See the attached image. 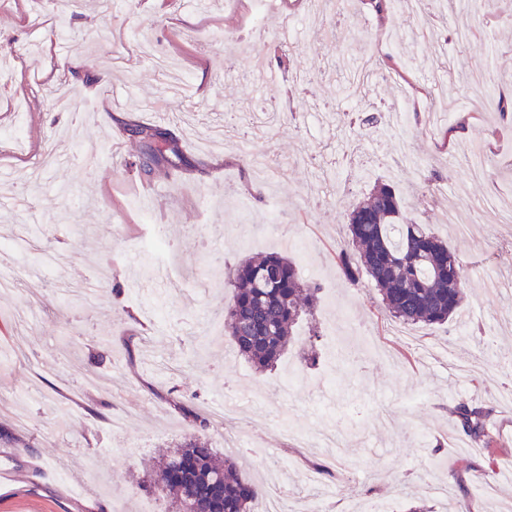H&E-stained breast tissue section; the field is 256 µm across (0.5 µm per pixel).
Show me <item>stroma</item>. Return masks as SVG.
I'll return each mask as SVG.
<instances>
[{"label":"stroma","mask_w":512,"mask_h":512,"mask_svg":"<svg viewBox=\"0 0 512 512\" xmlns=\"http://www.w3.org/2000/svg\"><path fill=\"white\" fill-rule=\"evenodd\" d=\"M45 3L0 0V52L17 56L0 79V243L17 244L35 268L0 295V467L11 473L0 512H167L137 483L159 449L195 436L219 449L242 437L251 452L241 475L258 483L274 471L291 503L326 487L335 512L372 499L405 512L413 495L429 512H512V404L500 400L512 389V296L485 284L512 277V131L496 100L476 95L489 60L497 90L512 92V0H447L417 16L397 5L382 19L368 0H324L320 39L301 32L285 68L281 17L303 19L307 0H276L261 35L252 0H110L75 13ZM209 31L246 45L230 53L207 42ZM369 52H400L414 67L346 101L336 74ZM76 58L87 64L79 82ZM444 65V89L420 94ZM403 93L415 111L392 112ZM161 98L171 114L162 123L144 108ZM431 110L467 121L452 147L428 128ZM368 114L376 123H363ZM18 120L17 149L5 135ZM155 123L184 163L147 185L127 127ZM380 140L390 149L377 156ZM48 146L70 164L30 178L28 156ZM474 148L487 177L470 174ZM91 151L93 177L80 164ZM405 154L417 171L401 168ZM254 156L271 160L269 182L254 178ZM377 181L461 259L457 320L398 336L377 315L374 285L349 286L336 262L342 214ZM136 193L168 224L174 251L145 252L151 227L130 208ZM284 250L320 300L277 367L260 372L224 340V269ZM68 282L93 284V303ZM341 312L364 323L367 345ZM311 342L312 368L300 357ZM174 398L208 414L234 404L238 419L194 427ZM462 399L493 407L490 447L462 448L448 413ZM307 465L324 476L303 479ZM432 484L447 485V497Z\"/></svg>","instance_id":"35a3bbf8"}]
</instances>
